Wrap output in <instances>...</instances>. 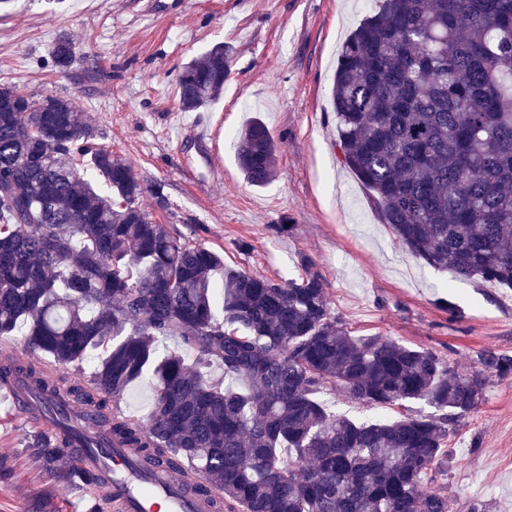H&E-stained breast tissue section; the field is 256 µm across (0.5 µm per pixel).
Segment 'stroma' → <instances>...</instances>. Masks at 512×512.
<instances>
[{"label":"stroma","mask_w":512,"mask_h":512,"mask_svg":"<svg viewBox=\"0 0 512 512\" xmlns=\"http://www.w3.org/2000/svg\"><path fill=\"white\" fill-rule=\"evenodd\" d=\"M368 0H12L0 13V85L73 100L114 158L168 200L154 220L220 253L225 266L281 283L312 267L354 335L421 347L461 370L493 349L512 356V288L457 281L410 255L381 223L370 192L340 162L331 107L341 45ZM75 47L52 62L57 39ZM218 43L234 49L218 101L187 112L182 66ZM260 118L278 147L270 184L247 183L231 138ZM250 245L239 251L238 242ZM35 433L0 419V512H65V485L31 461ZM448 446L454 468L431 488L454 512H512V377H490Z\"/></svg>","instance_id":"obj_1"}]
</instances>
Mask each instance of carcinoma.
I'll use <instances>...</instances> for the list:
<instances>
[{"label": "carcinoma", "instance_id": "carcinoma-1", "mask_svg": "<svg viewBox=\"0 0 512 512\" xmlns=\"http://www.w3.org/2000/svg\"><path fill=\"white\" fill-rule=\"evenodd\" d=\"M72 53L60 40L53 62ZM231 61L217 44L187 63L182 109L217 100ZM331 102L341 162L398 242L457 280L512 288V0H377L342 47ZM235 146L247 182L268 184L266 125L247 123ZM146 195L166 207L74 102L0 87V342L22 347L0 361V387L56 425L33 436V461L52 471L60 448H124L143 471L180 472L195 512H452L423 486L452 468L450 434L488 375L512 376V356L487 349L460 373L428 349L354 336L311 266L286 285L229 269L157 223ZM145 377L141 417L121 402ZM336 388L432 411L357 421L321 399ZM81 411L101 439L83 438Z\"/></svg>", "mask_w": 512, "mask_h": 512}]
</instances>
